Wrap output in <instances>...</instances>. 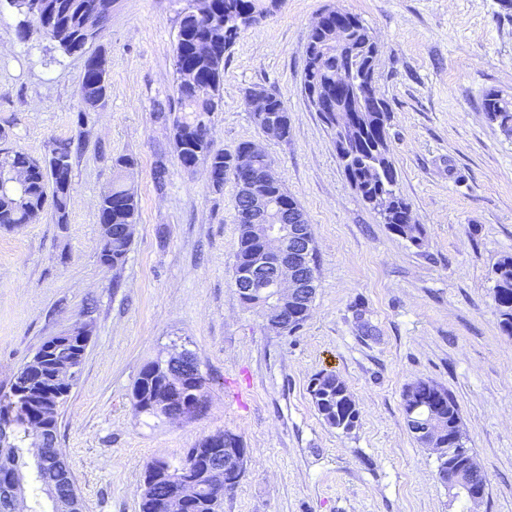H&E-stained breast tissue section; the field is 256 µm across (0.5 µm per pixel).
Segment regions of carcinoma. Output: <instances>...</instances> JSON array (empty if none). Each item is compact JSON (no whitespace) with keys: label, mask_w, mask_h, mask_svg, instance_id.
Instances as JSON below:
<instances>
[{"label":"carcinoma","mask_w":512,"mask_h":512,"mask_svg":"<svg viewBox=\"0 0 512 512\" xmlns=\"http://www.w3.org/2000/svg\"><path fill=\"white\" fill-rule=\"evenodd\" d=\"M100 0H10L25 20L18 29V37L27 41L31 37L45 38L55 43L68 55L85 57L84 74L80 90V119L105 105L108 89V74L102 69L103 59L90 54L80 40L83 20L93 11ZM239 7L262 15L268 11L267 0H205L201 11L184 8L179 15L178 32L174 55V92L177 95L180 114L172 115L161 102L154 104L155 120L171 124L172 147L182 167L203 162L211 170L213 186L224 187V180L237 178L235 169L238 152L247 146L242 142L233 150L214 148L212 116L223 105L224 55L236 41L224 30L226 9ZM352 22L343 36V42L354 56L368 62L370 58V28L361 17L351 15ZM336 24L330 18L314 27L308 34L305 52L317 54L318 64L312 75H304L303 84L309 79L320 88L332 89L336 67L346 61L343 53L336 49V40L328 39L324 26ZM207 37L221 43L220 51L211 54L197 47L198 40ZM191 71L196 84L186 85L181 74ZM266 93L267 105L263 112L252 113V119L263 136L270 140H281L285 135L277 126L290 128L288 109L274 93ZM488 114L499 113L501 118L512 121V98L493 91L483 101ZM390 113L384 108L380 112L365 115L348 134L351 151L341 152V142L334 140L338 157L344 171L353 179L351 188L361 200L373 210L379 202L387 201L386 213L382 215L390 230L418 247L424 243V229L419 224L406 221L410 205L397 193L398 172L391 155L388 139L376 137L375 131L388 127ZM0 163L8 171L14 169L29 174L25 184H13L9 178L0 179V228L19 229L38 217L46 202H51L54 223L63 226L69 223L72 200L71 144H59L51 151L50 163H42L21 150H8L0 155ZM135 165L134 158L119 156L112 160L115 175L112 182L100 193L98 201V223L112 225L110 248L99 247V260L109 261L112 266L124 263L130 250L134 224L139 213L138 197L129 185L123 172ZM169 180V169L164 157H159L153 169V181L157 190H163ZM236 211L240 234L237 243L232 282H237L243 270L263 245V225L284 224L288 215L299 217L302 210L297 200L288 194L281 181L266 182L257 187L253 196L243 192L236 195ZM493 301L500 316L504 333L512 336V256H505L497 263ZM49 338L14 375L10 393L0 401V428L11 433V451L14 472L26 477L33 474L38 489L47 494L49 486L60 474L73 477L63 451L58 446V418L68 395L56 391L55 363L48 352ZM167 362L157 359L148 363L140 372L133 386L134 406L137 412L154 417L163 416L162 408L152 405L160 387L157 369ZM322 401H313L321 418L329 426H336V416L346 409L342 401L352 399L348 385L341 378L330 374L323 377ZM403 403L417 408L416 414L423 420L430 418L431 408L440 403L442 410L434 418L433 427L448 435L455 433V424L460 420L459 407L448 390L431 381L418 380L409 384L402 394ZM213 437L203 440L198 448L186 450L184 458L176 465L165 461H154L159 471L169 474L181 472L179 490L185 497L191 512H222L223 500L205 491L201 476L207 463V449L213 447ZM44 448L45 461L40 464L29 459V448L33 444ZM170 492V482L159 480L145 489L140 501V512H161V503Z\"/></svg>","instance_id":"cac0c4a2"}]
</instances>
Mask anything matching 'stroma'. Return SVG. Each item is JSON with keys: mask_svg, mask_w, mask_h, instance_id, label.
Instances as JSON below:
<instances>
[{"mask_svg": "<svg viewBox=\"0 0 512 512\" xmlns=\"http://www.w3.org/2000/svg\"><path fill=\"white\" fill-rule=\"evenodd\" d=\"M184 5L112 0L92 46L106 59L107 104L81 123L83 58L20 42L23 17L0 0V148L41 159L74 145L67 228L48 209L0 228V394L44 341L84 318L93 334L58 441L85 512H139L148 463H179L225 430L251 457L223 512H459L407 425L402 392L426 380L454 395L487 477L478 512H512V336L492 296L493 269L512 254V137L482 109L487 93L512 96V11L501 0H281L226 53L216 148L262 139L244 104L250 89L275 93L290 116L287 139L266 149L313 233L318 288L289 332L270 329L231 286L233 179L218 190L204 170L184 172L170 126L153 117L155 101L176 100ZM331 8L360 16L378 42L397 190L425 229L422 247L350 188L304 94L311 24ZM120 155L137 161L139 216L112 268L97 256V201ZM161 155L170 179L160 191ZM183 349L205 381L203 411L176 421L136 412L141 369ZM322 373L349 386L360 410L351 431L314 407L309 385Z\"/></svg>", "mask_w": 512, "mask_h": 512, "instance_id": "obj_1", "label": "stroma"}]
</instances>
